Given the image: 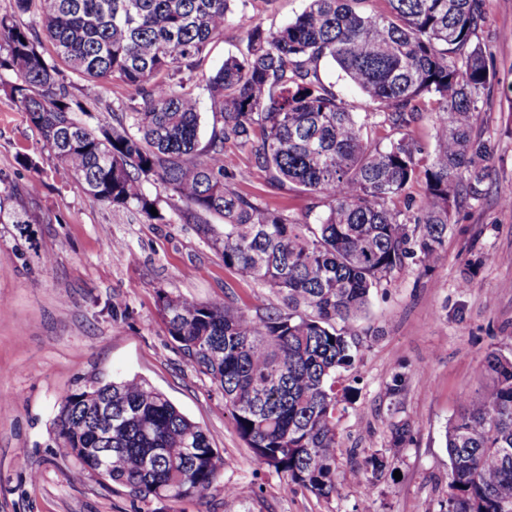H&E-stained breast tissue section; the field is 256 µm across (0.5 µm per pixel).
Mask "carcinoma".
Segmentation results:
<instances>
[{
	"label": "carcinoma",
	"mask_w": 512,
	"mask_h": 512,
	"mask_svg": "<svg viewBox=\"0 0 512 512\" xmlns=\"http://www.w3.org/2000/svg\"><path fill=\"white\" fill-rule=\"evenodd\" d=\"M353 2L309 0L275 31L251 28L247 53L227 57L207 80L213 126L203 146L200 98L174 85L191 77L224 31L228 0H39L33 25L0 16V68L15 76L10 96L63 170L97 200L134 209L150 224L168 222L143 187L161 182L224 267L281 296L282 308L254 315L165 294L159 303L168 335L222 391L257 462L323 498L336 492L339 404L355 391L346 386L340 398L336 382L354 369L362 346L357 321L374 289L440 257L451 208L461 192L478 196L492 151L473 136L487 79L473 44L481 0H388L381 16ZM42 34L87 88L112 80L137 91V133L118 116L94 127L78 118L87 104L40 52ZM327 57L382 112L362 121L347 111L318 77ZM427 101L436 150L422 166L411 128ZM376 116L390 130L383 146L369 142L366 119ZM231 145L274 182L326 198L328 213L301 224L236 192ZM419 179L425 189L414 211L396 209L395 199ZM210 214L224 218L223 233H212ZM483 368L489 384L448 422L439 512H512V356L490 351ZM403 390L399 375L387 385L386 429L396 447L411 433L410 422L395 417ZM56 424L80 470L99 468L101 479L143 497H203L224 466L205 431L141 379L70 394ZM387 468L373 454L349 480L374 485Z\"/></svg>",
	"instance_id": "obj_1"
}]
</instances>
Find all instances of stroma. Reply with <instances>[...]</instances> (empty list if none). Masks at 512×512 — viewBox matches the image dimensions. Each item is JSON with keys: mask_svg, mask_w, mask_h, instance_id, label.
Here are the masks:
<instances>
[{"mask_svg": "<svg viewBox=\"0 0 512 512\" xmlns=\"http://www.w3.org/2000/svg\"><path fill=\"white\" fill-rule=\"evenodd\" d=\"M307 6L231 0L223 33L211 40L185 91L202 94L225 57L246 53L249 28L276 30ZM482 16L477 40L488 81L475 132L495 149L479 196L453 206L432 270L400 273L375 289L358 321L368 337L354 369L359 393L339 424L337 472L343 476L375 453L388 458L392 472L374 486L341 480L328 498L286 485L255 461L221 391L176 348L158 309L163 292L249 312L281 307L280 297L239 280L177 210L168 209L167 223L149 224L63 174L10 96L12 75L0 70V205L29 217L23 229L0 220V512H436L447 491L448 422L487 383L486 353L512 354V209L501 204L512 194V0H482ZM319 77L349 111L373 112L334 63L322 61ZM233 187L303 223L328 209L322 196L273 184L246 157ZM471 261L476 267L460 287ZM397 373L405 377L399 415L413 424L401 448L391 447L385 427V387ZM134 376L201 426L223 457L204 497L145 499L94 473H76L61 453L55 418L65 398Z\"/></svg>", "mask_w": 512, "mask_h": 512, "instance_id": "35a3bbf8", "label": "stroma"}]
</instances>
